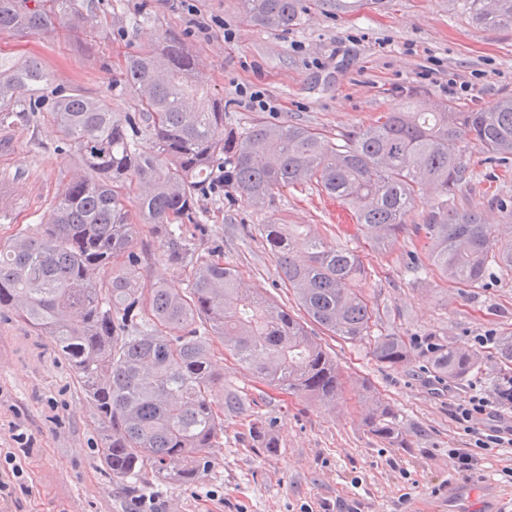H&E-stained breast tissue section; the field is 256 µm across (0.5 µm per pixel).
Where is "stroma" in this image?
<instances>
[{
    "instance_id": "obj_1",
    "label": "stroma",
    "mask_w": 512,
    "mask_h": 512,
    "mask_svg": "<svg viewBox=\"0 0 512 512\" xmlns=\"http://www.w3.org/2000/svg\"><path fill=\"white\" fill-rule=\"evenodd\" d=\"M92 30L59 26L45 35L0 36V53L13 61L36 59L57 87L106 101L116 112L133 109L119 79L127 56L162 37L182 41L201 62L211 95L224 101L225 124L243 128L263 111L241 96L262 91L275 116L322 132L329 139L369 125L391 111L400 95L420 94L421 109L449 103L462 111L512 96V30H490L469 19L468 0H390L387 9L336 16L311 7L300 24L269 30L247 21L239 0H195V14L179 0H97ZM233 40H225V29ZM468 82L471 92L450 89ZM58 135L42 120L0 126V241L19 228L38 230L52 219L51 204L78 164L57 148ZM467 180L454 193L438 186L408 217L388 252L343 234L339 204L307 183L276 192L256 208L239 195L201 198L207 233L199 248L218 247L241 281L262 288L289 310L298 303L283 284L264 239L245 225L301 224L356 251L368 271L362 290L378 314L373 335L396 332L410 341L411 361L383 367L367 344L325 331L317 336L342 374L344 389L327 404L260 382L215 343L212 365L226 385L251 401L271 424L278 443L270 453L253 441L247 417L224 420V435L193 484L162 482L152 470L115 477L101 463L99 428L75 374L47 337L14 313L0 315V449L25 450L26 485L16 488L12 512H132L136 498H155L159 512H512V447L480 451L474 470H457L449 449L467 447L469 435L455 409L470 396L493 397L497 365L492 346L476 339L512 334V277L488 288H457L432 268L421 277L406 270L410 254L426 258L415 231L428 203L480 209L503 236L492 195L512 198V176L491 179L482 154L468 149ZM147 261L146 281L180 291L182 274L165 260L166 239L141 227L136 241ZM479 352L480 369L460 380L432 372L437 343ZM389 404L400 431L391 443L371 434L372 399Z\"/></svg>"
}]
</instances>
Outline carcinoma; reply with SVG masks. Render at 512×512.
Here are the masks:
<instances>
[{
	"label": "carcinoma",
	"instance_id": "cac0c4a2",
	"mask_svg": "<svg viewBox=\"0 0 512 512\" xmlns=\"http://www.w3.org/2000/svg\"><path fill=\"white\" fill-rule=\"evenodd\" d=\"M386 0H315L329 13L380 7ZM470 20L512 28V0H469ZM249 21L271 30L299 24L309 0H241ZM93 0H0V35H40L62 22L93 26ZM191 55L164 37L129 57L121 83L135 111L120 114L75 89L55 91L43 108L51 76L41 63L0 59V125L38 115L54 126L79 166L55 197L53 221L34 236L22 229L0 243V312H14L48 337L75 371L100 424L99 456L117 477L151 465L160 480L186 485L208 466L224 435V417L247 411L246 398L224 386L211 368L215 337L262 383L332 403L341 392L338 367L305 327L310 321L352 342H367L388 368L411 359L407 339L370 334V300L355 288L367 275L355 252L303 233L291 224L259 228L279 278L292 289L307 320L258 288L242 285L217 248L198 250L188 226L204 232L199 197L221 184L251 206L275 191L315 182L353 212L356 233L387 251L423 202L425 187L452 193L466 180L460 144L467 141L494 165L512 163V97L460 112L441 104L422 112L412 95L371 125L341 135L288 121L258 120L237 132L224 127V102L209 95L203 76L179 66ZM149 134L153 150L142 152ZM168 240V262L187 288L173 293L141 280L139 225ZM424 233L430 265L459 288H487L512 276V237L500 236L472 208L448 212L428 205ZM300 239L307 259L297 260ZM499 380L512 379V334L495 342ZM433 371L449 379L477 369L481 357L449 344L434 347ZM367 426L399 437L388 405L375 401ZM249 429L262 447H278L257 415Z\"/></svg>",
	"mask_w": 512,
	"mask_h": 512
}]
</instances>
